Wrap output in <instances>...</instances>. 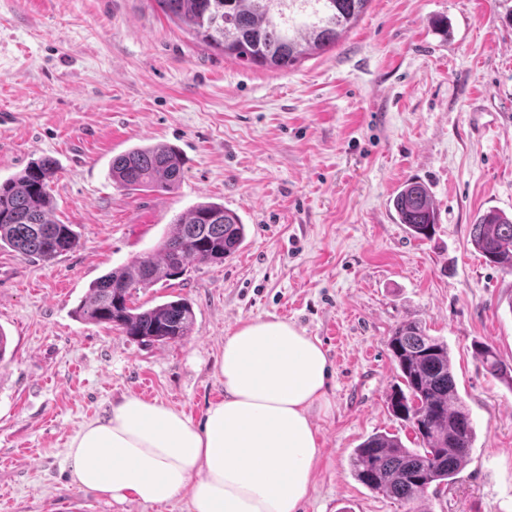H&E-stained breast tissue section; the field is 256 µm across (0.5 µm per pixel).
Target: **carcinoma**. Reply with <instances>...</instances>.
<instances>
[{
	"mask_svg": "<svg viewBox=\"0 0 512 512\" xmlns=\"http://www.w3.org/2000/svg\"><path fill=\"white\" fill-rule=\"evenodd\" d=\"M163 12L203 43L247 66L287 70L313 54L338 46L371 0H157ZM184 161L172 146L135 147L112 158L110 176L130 191H171L181 181ZM56 161L40 157L0 182V248L51 262L75 249L79 238L70 224L51 218L49 183ZM399 223L412 236H431L438 221L428 189L407 181L392 199ZM241 217L216 202H202L179 216L171 233L153 252L90 283L74 314L93 324L120 329L143 344L178 342L194 325L192 305L179 298L142 309L132 291L183 276L189 264L222 263L245 240ZM470 242L488 263L512 273V217L489 209L477 215ZM387 347L401 386L390 395L393 415L408 423L420 447L375 433L350 459L352 476L363 486L411 505L429 491L453 481L470 460L476 430L460 401L448 343L415 322L400 324ZM486 370L512 389V369L488 344L475 346Z\"/></svg>",
	"mask_w": 512,
	"mask_h": 512,
	"instance_id": "1",
	"label": "carcinoma"
}]
</instances>
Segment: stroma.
<instances>
[{
    "mask_svg": "<svg viewBox=\"0 0 512 512\" xmlns=\"http://www.w3.org/2000/svg\"><path fill=\"white\" fill-rule=\"evenodd\" d=\"M0 179L49 156L55 220L80 243L44 263L0 249V512L78 497L98 512H186L117 503L72 484L68 440L138 395L201 420L224 395L216 366L239 323L278 317L327 353L330 411L299 512H406L350 471L368 436L417 442L387 409L393 330L444 339L476 440L471 460L416 512H512V389L474 345L512 366V274L475 252L490 208L512 215V0H371L334 50L288 71L200 44L155 0H0ZM167 143L186 164L170 192H129L113 156ZM423 183L438 213L413 237L390 203ZM235 211L240 249L134 292L193 307L186 339L143 345L78 319L89 284L155 248L196 203ZM475 353L486 370L501 382L512 389V369L504 367L498 359L496 350L488 344H478L475 346Z\"/></svg>",
    "mask_w": 512,
    "mask_h": 512,
    "instance_id": "stroma-1",
    "label": "stroma"
}]
</instances>
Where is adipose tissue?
Returning a JSON list of instances; mask_svg holds the SVG:
<instances>
[{
	"instance_id": "obj_1",
	"label": "adipose tissue",
	"mask_w": 512,
	"mask_h": 512,
	"mask_svg": "<svg viewBox=\"0 0 512 512\" xmlns=\"http://www.w3.org/2000/svg\"><path fill=\"white\" fill-rule=\"evenodd\" d=\"M224 396L202 421L130 395L84 424L65 457L72 482L144 506L185 499L187 512H297L319 453L328 359L280 319L242 322L217 364Z\"/></svg>"
}]
</instances>
